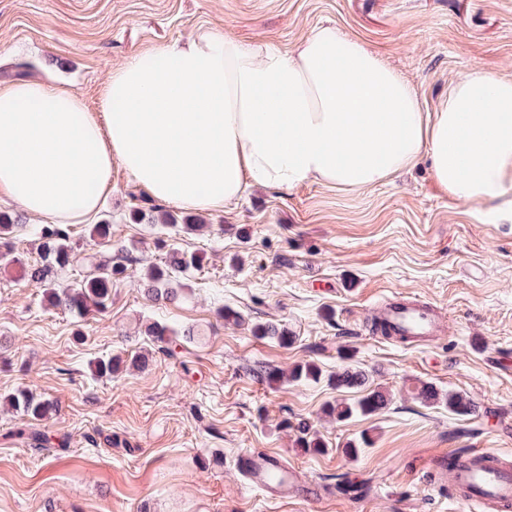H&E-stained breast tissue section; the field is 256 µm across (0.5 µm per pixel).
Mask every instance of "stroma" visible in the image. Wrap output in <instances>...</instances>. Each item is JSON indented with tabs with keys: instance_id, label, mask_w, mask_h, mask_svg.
Here are the masks:
<instances>
[{
	"instance_id": "1",
	"label": "stroma",
	"mask_w": 512,
	"mask_h": 512,
	"mask_svg": "<svg viewBox=\"0 0 512 512\" xmlns=\"http://www.w3.org/2000/svg\"><path fill=\"white\" fill-rule=\"evenodd\" d=\"M327 24L410 80L430 111L471 68L512 77V0H0V84L64 85L95 109L113 68L155 43L219 25L242 43L289 52ZM155 204L116 164L98 213L111 242L98 243L88 224L72 227L75 259L60 281L132 257L105 312L53 309L18 265L0 269V396L28 388L56 405L32 421L0 404V512H470L435 460L487 448L512 461V374L495 362L512 359V211L502 200L455 202L423 160L360 191L250 188L194 234L134 222V210ZM0 212L21 219L20 263L39 260L41 220L8 201ZM174 247L204 263L179 276L177 300L153 299L142 282ZM387 296L437 308L443 334L425 346L373 332ZM222 307L242 324L219 318ZM269 321L288 327L291 346L253 335ZM153 322L193 336L166 356L145 334ZM113 354L144 355L149 366L96 376L95 362ZM305 360L328 374L359 366L389 404L339 423L324 405L360 389L271 385L254 373ZM425 384L463 394L475 413L422 402ZM286 420L311 424L325 453L297 448ZM35 432L49 444L36 445ZM364 438L357 457L344 455ZM265 451L325 497L271 501L248 486L237 462Z\"/></svg>"
}]
</instances>
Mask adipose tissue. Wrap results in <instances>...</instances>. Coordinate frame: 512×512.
Wrapping results in <instances>:
<instances>
[{
  "label": "adipose tissue",
  "mask_w": 512,
  "mask_h": 512,
  "mask_svg": "<svg viewBox=\"0 0 512 512\" xmlns=\"http://www.w3.org/2000/svg\"><path fill=\"white\" fill-rule=\"evenodd\" d=\"M424 159L457 202L504 196L512 79L472 68L429 112L410 81L336 27L281 52L206 26L115 69L96 112L66 88L0 87V195L55 224L97 212L116 162L153 198L208 212L253 186L359 191Z\"/></svg>",
  "instance_id": "ef3b65f1"
}]
</instances>
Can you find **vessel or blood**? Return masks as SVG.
<instances>
[{
    "instance_id": "obj_1",
    "label": "vessel or blood",
    "mask_w": 512,
    "mask_h": 512,
    "mask_svg": "<svg viewBox=\"0 0 512 512\" xmlns=\"http://www.w3.org/2000/svg\"><path fill=\"white\" fill-rule=\"evenodd\" d=\"M385 315L401 334L418 341L430 340L439 331L438 312L431 307L422 308L399 300L390 304ZM439 463L448 473L461 500L476 506H512V468L501 464L497 453L484 449L451 451L442 454ZM242 475L276 501L296 496L313 500L321 497L317 487L306 482L274 452L249 456Z\"/></svg>"
}]
</instances>
